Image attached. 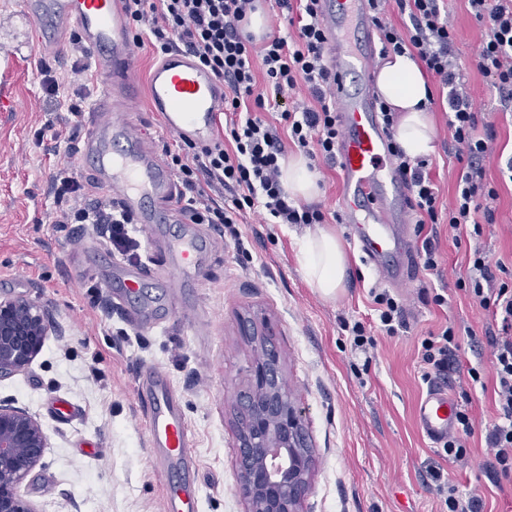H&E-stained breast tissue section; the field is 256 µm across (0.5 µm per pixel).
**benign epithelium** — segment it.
<instances>
[{
    "mask_svg": "<svg viewBox=\"0 0 512 512\" xmlns=\"http://www.w3.org/2000/svg\"><path fill=\"white\" fill-rule=\"evenodd\" d=\"M54 331L47 306L25 295L0 296V379L26 371ZM249 390L240 402L238 483L245 512H299L313 467L302 415L280 379L279 354L252 330ZM49 438L39 418L0 402V512H40L20 493Z\"/></svg>",
    "mask_w": 512,
    "mask_h": 512,
    "instance_id": "obj_1",
    "label": "benign epithelium"
}]
</instances>
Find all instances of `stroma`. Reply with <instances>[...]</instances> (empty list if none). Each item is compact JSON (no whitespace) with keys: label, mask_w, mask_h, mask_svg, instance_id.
<instances>
[{"label":"stroma","mask_w":512,"mask_h":512,"mask_svg":"<svg viewBox=\"0 0 512 512\" xmlns=\"http://www.w3.org/2000/svg\"><path fill=\"white\" fill-rule=\"evenodd\" d=\"M457 33L458 58L476 89L475 107L492 116L496 153L487 177L500 194L497 222L483 244L512 262V182L501 167L512 157V117L500 114L495 89L474 65L477 26L465 0H448ZM86 55L64 47L59 54L34 52L20 59L12 85L17 112L0 119V295H26L45 303L58 327L29 368L0 380V400L36 414L49 436L42 462L20 493L43 512H166L169 484L179 474H162L152 463L146 431L143 367L160 369L179 392L193 435L189 480L199 491L201 512H245L236 457L237 400L248 387L253 347L244 321L265 328L280 354L283 379L303 413V435L314 466L300 512H439L430 467L461 491H478L486 512H512V479L491 483L484 472L485 428L496 416L490 390L470 388L477 428L469 458L457 466L441 459L422 436L416 406L428 390L417 355L419 336L446 322L464 327L462 364L481 363L492 375L486 344L488 315L457 290L455 273L464 252L454 232L438 225L439 272L401 287L409 327L379 337L367 373L340 328L341 318L370 319V289L384 282L353 247L346 225L328 223L345 250L350 275L336 299L321 297L306 282L299 255L303 224H266L248 213L238 237L223 225L204 224L209 239L207 278L202 287H172L171 258L163 244L152 249V272L140 295L157 315L153 326L130 323L131 300L124 289L102 288L99 275L115 276L126 261L112 254L87 224H56L52 191L58 170L68 168L87 194L97 179L77 155L85 127L70 128L67 106L80 96L89 108L100 92ZM82 67L71 83L73 67ZM63 79L49 95L41 69ZM430 115L436 129L431 173L443 204L455 195L460 165L447 116ZM63 129L65 139H39L45 123ZM437 290L444 306L424 304L419 286Z\"/></svg>","instance_id":"stroma-1"}]
</instances>
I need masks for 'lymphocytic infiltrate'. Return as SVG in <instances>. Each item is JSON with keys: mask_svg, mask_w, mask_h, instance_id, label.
<instances>
[{"mask_svg": "<svg viewBox=\"0 0 512 512\" xmlns=\"http://www.w3.org/2000/svg\"><path fill=\"white\" fill-rule=\"evenodd\" d=\"M407 23L395 28L378 22L381 57L410 51L424 64L440 88L446 91L448 128L462 167L456 181L455 201L442 209L439 188L429 161L405 154L391 143L390 154L405 178L415 218V235L421 242L417 254L427 271L438 268L437 248L427 225L447 213L448 225L458 240L467 244L465 273L456 287L490 317L485 331L494 366V404L497 420L486 431L485 473L494 483L512 478V268L491 260L479 240L485 226L496 221L499 192L486 177L484 162L495 150L496 134L484 137L475 131L480 117L474 110V93L456 56V30L450 12L441 11L439 0H391ZM319 0H274L289 22L287 35L268 33L255 41L245 29L257 0H126L134 43L152 37L157 53L182 46L198 63L221 79L229 93L224 98L223 137L196 146L182 141L170 155V166L189 191L183 213L194 224L232 226L249 211L262 214L273 224H322L326 215L319 206L292 198L280 180L284 140L310 160L332 163L340 136L336 106L329 94L330 72L324 50V33L318 13ZM479 31L476 66L496 90L503 110L512 111V0H467ZM262 68L276 97L287 101L279 124L263 120L259 112L265 98L254 73ZM228 190V202L217 203L209 189ZM56 221L89 224L112 253L134 261L141 242L132 233L129 217L115 200L85 198L81 184L67 170L54 180ZM377 311V325L342 321L349 332L351 349L372 360L377 333L396 335L407 325L404 303L389 291H369ZM421 377L427 383L446 380L451 372L466 371L480 382L479 368L463 367L460 331L448 324L420 341ZM469 397L458 406L456 431L439 454L449 462L464 461L468 439L475 429ZM441 501L440 512H484V501L475 492L465 493L448 482L439 469H432Z\"/></svg>", "mask_w": 512, "mask_h": 512, "instance_id": "1", "label": "lymphocytic infiltrate"}]
</instances>
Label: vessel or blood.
Segmentation results:
<instances>
[{"mask_svg":"<svg viewBox=\"0 0 512 512\" xmlns=\"http://www.w3.org/2000/svg\"><path fill=\"white\" fill-rule=\"evenodd\" d=\"M330 95L342 130L336 150L341 221L365 261L394 285L419 276L414 245L403 233L410 221L409 190L390 159L389 139L377 105L375 77L379 61L377 28L370 0H319ZM21 12L30 28L40 29L56 46L76 29L103 86L88 116L90 135L81 156L99 175V186L144 227L178 224L177 184L160 154L146 145L128 114L139 97L132 38L125 0H24ZM151 111L161 114L164 129L177 138L209 142L224 110L223 81L200 67L186 51L172 50L149 76ZM179 280L200 284L206 239L192 232L168 243ZM150 409L146 427L160 448L158 464L184 462L193 439L180 399L164 375L144 368ZM458 405L442 387L430 388L417 406V425L439 444L455 426Z\"/></svg>","mask_w":512,"mask_h":512,"instance_id":"1","label":"vessel or blood"}]
</instances>
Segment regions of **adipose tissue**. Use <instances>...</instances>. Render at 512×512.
Segmentation results:
<instances>
[{"instance_id": "ef3b65f1", "label": "adipose tissue", "mask_w": 512, "mask_h": 512, "mask_svg": "<svg viewBox=\"0 0 512 512\" xmlns=\"http://www.w3.org/2000/svg\"><path fill=\"white\" fill-rule=\"evenodd\" d=\"M379 96L400 115L397 141L407 156L425 157L435 150V127L426 108L431 86L422 64L411 53L395 54L385 60L376 74ZM281 180L297 199L318 198L317 179L304 156L289 159ZM301 264L311 288L321 296L336 298L349 275V262L335 234L310 230L301 240Z\"/></svg>"}]
</instances>
